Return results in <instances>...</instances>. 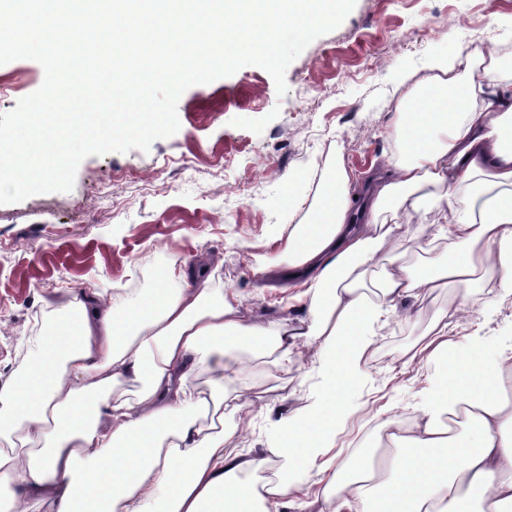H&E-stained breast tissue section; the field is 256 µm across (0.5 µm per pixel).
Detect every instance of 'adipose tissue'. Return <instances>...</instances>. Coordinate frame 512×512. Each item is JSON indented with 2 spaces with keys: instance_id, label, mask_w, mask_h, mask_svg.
Instances as JSON below:
<instances>
[{
  "instance_id": "1",
  "label": "adipose tissue",
  "mask_w": 512,
  "mask_h": 512,
  "mask_svg": "<svg viewBox=\"0 0 512 512\" xmlns=\"http://www.w3.org/2000/svg\"><path fill=\"white\" fill-rule=\"evenodd\" d=\"M420 91L429 106L402 113L403 151L376 183L366 223L351 215L339 157L315 220L289 236L306 319L254 318L185 270L181 288L154 289L132 309L90 292L56 311L26 369L0 388V512H512V349L456 347L444 311L416 352L439 367L428 405L410 423L378 424L385 447L401 451L396 466L356 449L327 458L370 328L443 280L493 278L512 292V78L495 52L477 50L436 59ZM404 201L433 212L452 250L441 262L425 247V274L381 263L403 238L379 215ZM366 266L380 269L373 294L359 285ZM235 343L285 369L311 357L325 374L275 445L242 452L236 429L196 425L191 384L208 374L222 406L225 381L241 371L227 356ZM128 384L130 399L117 393ZM275 457L287 471L257 489L252 475ZM322 457L321 488L300 482Z\"/></svg>"
}]
</instances>
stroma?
Returning <instances> with one entry per match:
<instances>
[{
  "instance_id": "1",
  "label": "stroma",
  "mask_w": 512,
  "mask_h": 512,
  "mask_svg": "<svg viewBox=\"0 0 512 512\" xmlns=\"http://www.w3.org/2000/svg\"><path fill=\"white\" fill-rule=\"evenodd\" d=\"M494 50L512 76V0H356L335 30L286 69V95L246 66L188 88L179 131L137 149L85 158L71 191L0 205V386L26 365L57 304L96 291L134 307L178 264L204 271L211 287L237 292L252 315L303 318L284 246L343 154L351 194L399 156L400 110L422 112L413 94L439 55ZM42 66L0 65V112L35 92ZM390 316L371 339L334 450L376 447L375 412L408 419L428 398L434 366L413 360L435 314L455 310L460 346L512 347V294L499 286L450 284ZM244 371L224 384L227 404L250 386L249 426L236 445L265 448L280 422L319 388L311 365L282 369L258 347H230Z\"/></svg>"
}]
</instances>
